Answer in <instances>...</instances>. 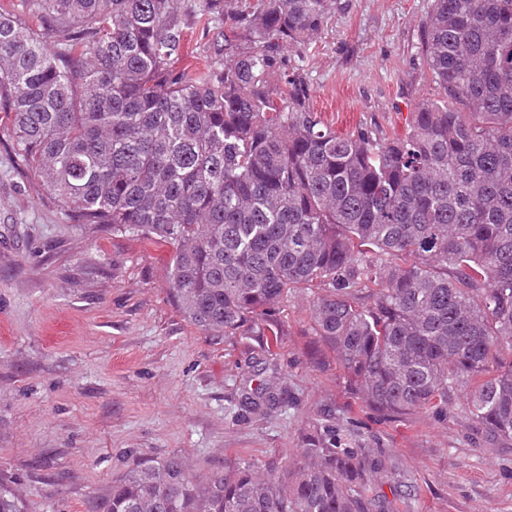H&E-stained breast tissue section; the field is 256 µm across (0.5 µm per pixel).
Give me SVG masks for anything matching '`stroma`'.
<instances>
[{"label":"stroma","instance_id":"1","mask_svg":"<svg viewBox=\"0 0 512 512\" xmlns=\"http://www.w3.org/2000/svg\"><path fill=\"white\" fill-rule=\"evenodd\" d=\"M179 2L183 69L201 63L211 36L194 17L198 0ZM339 2L291 55L311 105L340 135L364 125L405 135L409 112L437 95L421 54L433 0ZM7 123L0 112V481L26 512H85L140 455L181 454L202 479L249 460L284 481L326 413L384 457L367 496L386 512H512V442H482L463 393L443 421L365 407L338 363H309V290L265 322L280 336L269 353L190 324L167 291L172 247L67 220L15 154ZM271 365L284 406L237 419L239 387Z\"/></svg>","mask_w":512,"mask_h":512}]
</instances>
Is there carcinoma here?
<instances>
[{
	"label": "carcinoma",
	"mask_w": 512,
	"mask_h": 512,
	"mask_svg": "<svg viewBox=\"0 0 512 512\" xmlns=\"http://www.w3.org/2000/svg\"><path fill=\"white\" fill-rule=\"evenodd\" d=\"M0 10V109L16 152L78 224L173 246L182 316L233 335L317 288L310 364L332 357L385 416L465 411L512 441V0H433L438 97L409 132L338 135L291 64L337 0H200L215 52L176 69L178 0H19ZM26 14L33 24L22 21ZM283 403L261 381L239 417ZM283 482L238 461L199 483L142 456L86 512H369L379 461L326 419ZM0 512H23L0 486Z\"/></svg>",
	"instance_id": "obj_1"
}]
</instances>
